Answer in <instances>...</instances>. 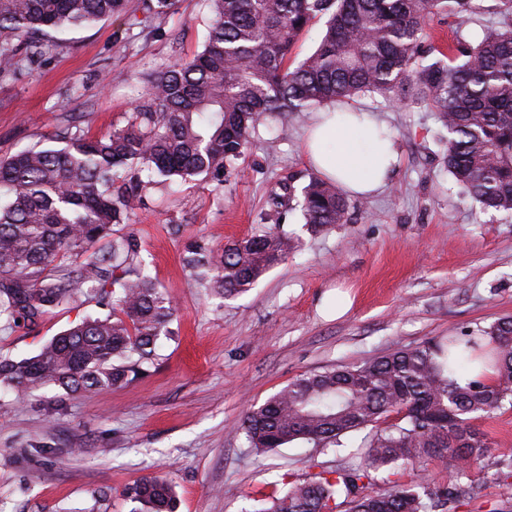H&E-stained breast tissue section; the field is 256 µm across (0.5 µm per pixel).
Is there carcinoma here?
I'll list each match as a JSON object with an SVG mask.
<instances>
[{"mask_svg":"<svg viewBox=\"0 0 512 512\" xmlns=\"http://www.w3.org/2000/svg\"><path fill=\"white\" fill-rule=\"evenodd\" d=\"M484 0H208L203 48L146 80L144 101L128 124L101 137L67 127L53 145L36 144L0 160V320L29 324L56 309L99 296L112 316L85 317L20 360L0 357V387L28 395L47 385L68 393L120 387L154 365L157 340L176 314L148 272L132 233L138 187L117 185L138 169L165 183L224 181L261 117L307 112L328 102L379 93L437 114L443 160L462 194L512 215V0H493L503 27L457 40L447 58L424 63L432 11L461 18ZM126 0H0V78L41 62L42 39L124 12ZM326 18L317 48L286 66L299 36ZM316 229L348 221L346 195L312 178L298 201ZM277 225L212 249L191 243L185 267L198 285L231 298L288 257ZM478 360L494 365L490 383L461 387L453 375ZM512 407V317L481 334L443 336L358 366L303 375L246 410L241 423L257 451L301 441L338 445L395 414L362 440L360 462L290 482L258 512H448L457 485L398 482L364 492L372 474L413 459L459 466L484 458L488 443L471 421ZM512 477V452L495 461ZM134 512H177L176 487L144 478L126 489Z\"/></svg>","mask_w":512,"mask_h":512,"instance_id":"cac0c4a2","label":"carcinoma"}]
</instances>
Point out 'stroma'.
I'll return each mask as SVG.
<instances>
[{
  "instance_id": "35a3bbf8",
  "label": "stroma",
  "mask_w": 512,
  "mask_h": 512,
  "mask_svg": "<svg viewBox=\"0 0 512 512\" xmlns=\"http://www.w3.org/2000/svg\"><path fill=\"white\" fill-rule=\"evenodd\" d=\"M210 21L207 0H175L161 16L127 0L121 15L61 35L40 67L0 79V158L67 126L91 135L124 127L145 80L200 52ZM498 25L487 10L437 15L424 47L444 51ZM351 105L385 122L398 162L382 192L350 198L349 223L314 233L300 211L267 206L277 183L299 191L315 175L303 152L306 112L262 118L227 181L148 184L128 230L175 303L171 334L157 364L125 387L0 392V512H131L126 487L150 476L175 484L178 512H256L288 482L356 463L359 439L258 453L237 430L247 407L301 375L512 316V215L462 196L428 109L378 94ZM262 224L280 225L298 248L250 291L222 300L191 279L188 242L218 250ZM109 313L89 298L33 328L0 322V356L33 355L82 318ZM473 425L490 444L481 463L460 471L423 460L403 479L461 484L471 500L458 512H512V485L493 467L495 453L512 449V408Z\"/></svg>"
}]
</instances>
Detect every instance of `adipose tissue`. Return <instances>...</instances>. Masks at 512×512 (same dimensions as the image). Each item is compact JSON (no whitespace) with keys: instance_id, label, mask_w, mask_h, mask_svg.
<instances>
[{"instance_id":"obj_1","label":"adipose tissue","mask_w":512,"mask_h":512,"mask_svg":"<svg viewBox=\"0 0 512 512\" xmlns=\"http://www.w3.org/2000/svg\"><path fill=\"white\" fill-rule=\"evenodd\" d=\"M304 149L320 175L336 180L355 196L385 188L396 160L395 145L384 123L362 110L316 113Z\"/></svg>"}]
</instances>
